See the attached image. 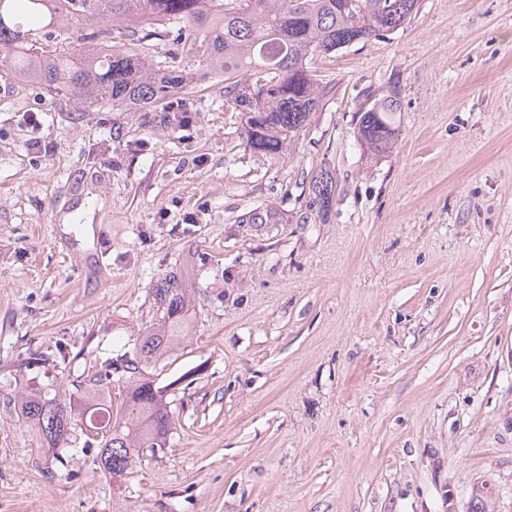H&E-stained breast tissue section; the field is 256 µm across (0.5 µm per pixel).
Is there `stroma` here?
I'll return each instance as SVG.
<instances>
[{
  "label": "stroma",
  "mask_w": 512,
  "mask_h": 512,
  "mask_svg": "<svg viewBox=\"0 0 512 512\" xmlns=\"http://www.w3.org/2000/svg\"><path fill=\"white\" fill-rule=\"evenodd\" d=\"M317 67L271 156L220 79L182 126L0 82V398L132 352L170 270L192 299L165 448L111 478L84 426L51 448L0 406V512H512V0H418ZM393 88L372 157L356 113ZM335 187L333 176L327 170H320L309 183V195L312 196L308 201L309 207L317 206L319 210L326 208L334 195Z\"/></svg>",
  "instance_id": "obj_1"
}]
</instances>
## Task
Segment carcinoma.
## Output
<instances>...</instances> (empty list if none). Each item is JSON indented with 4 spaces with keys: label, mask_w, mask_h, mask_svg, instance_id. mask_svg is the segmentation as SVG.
I'll return each mask as SVG.
<instances>
[{
    "label": "carcinoma",
    "mask_w": 512,
    "mask_h": 512,
    "mask_svg": "<svg viewBox=\"0 0 512 512\" xmlns=\"http://www.w3.org/2000/svg\"><path fill=\"white\" fill-rule=\"evenodd\" d=\"M0 0V67L57 96L92 106L110 102L135 112L165 102L186 87L198 63L201 76L224 77V98L247 100L246 147L276 155L294 142L331 92L313 66L355 42L402 25L417 0ZM84 32L83 43L73 32ZM394 89L357 112V135L383 155L397 134ZM309 206L326 208L335 191L326 170L309 183ZM162 313L158 326L136 338L134 357L104 364L72 397L57 379L6 398L10 411L32 421L50 448L81 422L98 440L96 462L111 477L127 472L144 452L166 447L171 427L165 395L149 369L187 335L186 297L180 275L168 272L151 287ZM122 400L112 403V386Z\"/></svg>",
    "instance_id": "obj_1"
}]
</instances>
